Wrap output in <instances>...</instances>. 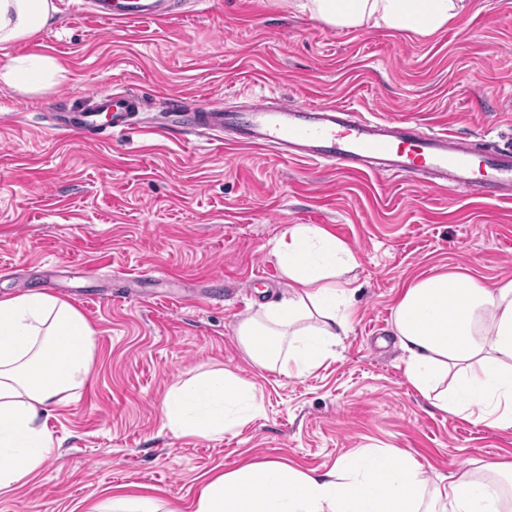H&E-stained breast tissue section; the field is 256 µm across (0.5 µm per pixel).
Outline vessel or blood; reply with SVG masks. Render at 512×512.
I'll return each mask as SVG.
<instances>
[{"label":"vessel or blood","instance_id":"1","mask_svg":"<svg viewBox=\"0 0 512 512\" xmlns=\"http://www.w3.org/2000/svg\"><path fill=\"white\" fill-rule=\"evenodd\" d=\"M165 0H99V22L118 26L162 22ZM87 104L57 114L56 126L85 139H114L131 128L141 99L125 90L91 89ZM155 127L178 126L222 145L270 148L281 158L304 160L352 175L405 177L431 188L468 185L486 200L512 201V148H479L469 138L414 119H382L344 104H295L260 95L245 109L220 103L160 113Z\"/></svg>","mask_w":512,"mask_h":512}]
</instances>
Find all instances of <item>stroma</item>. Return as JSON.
I'll use <instances>...</instances> for the list:
<instances>
[{"instance_id": "stroma-1", "label": "stroma", "mask_w": 512, "mask_h": 512, "mask_svg": "<svg viewBox=\"0 0 512 512\" xmlns=\"http://www.w3.org/2000/svg\"><path fill=\"white\" fill-rule=\"evenodd\" d=\"M58 6L39 35L0 48V66L33 52L62 66L38 93L0 83V297L68 301L95 331V360L47 417L58 454L0 489V512H87L119 485L193 512L201 483L242 462L325 471L360 448L409 452L432 480L512 462V429L440 412L408 383L393 331L418 276L512 277V203L148 129L175 100L231 106L271 92L511 145L512 0H469L425 38L338 31L284 0H180L164 23L114 29L86 0ZM110 87L143 98L125 135L89 143L55 128V113ZM292 224L326 227L359 262L343 348L300 379L255 367L236 339L242 319L288 294L272 247ZM212 369L254 383L259 413L236 434L164 433L167 390Z\"/></svg>"}]
</instances>
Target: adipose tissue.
Returning <instances> with one entry per match:
<instances>
[{
    "label": "adipose tissue",
    "instance_id": "adipose-tissue-1",
    "mask_svg": "<svg viewBox=\"0 0 512 512\" xmlns=\"http://www.w3.org/2000/svg\"><path fill=\"white\" fill-rule=\"evenodd\" d=\"M467 0H288L336 29L386 28L428 37L455 23ZM55 0H0V46L41 32ZM31 54L0 67V82L38 91L60 72ZM287 298L241 320L238 343L256 366L303 378L335 357L351 331L359 266L353 249L317 224H292L272 248ZM393 327L409 383L439 411L476 426L512 429V278L488 281L450 269L411 282ZM95 332L68 302L38 291L0 299V488L17 484L56 452L44 417L83 386ZM255 386L224 371L174 385L163 404L172 437L211 438L249 422ZM424 466L396 449L370 448L329 470L281 460L208 479L194 512H506L512 463L481 460L427 484Z\"/></svg>",
    "mask_w": 512,
    "mask_h": 512
}]
</instances>
